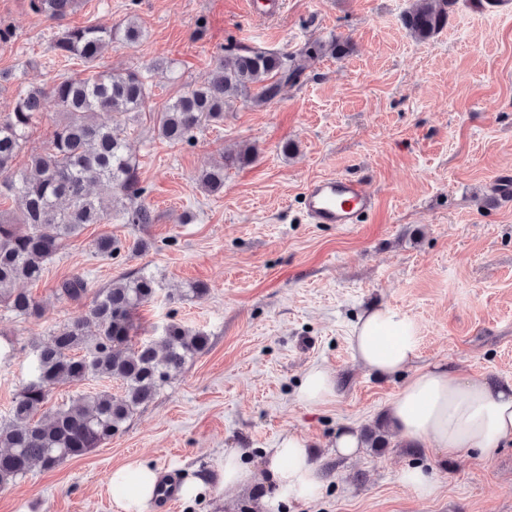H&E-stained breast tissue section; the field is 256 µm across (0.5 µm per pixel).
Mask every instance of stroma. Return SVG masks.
<instances>
[{"mask_svg": "<svg viewBox=\"0 0 512 512\" xmlns=\"http://www.w3.org/2000/svg\"><path fill=\"white\" fill-rule=\"evenodd\" d=\"M249 15L245 0H82L64 24L34 14L29 0H0V71L34 87L82 67L58 62L50 45L61 26L113 27L133 21L135 43L113 45L101 68L146 72L150 109L129 129L139 162L141 203L152 224L120 213L87 226L49 262L29 290L43 314L22 319L0 307V418L30 375L33 344L81 315L91 294L123 275L147 273L155 299L137 315L138 336L176 322L207 333V350L185 363L123 433L47 471L33 467L0 490V512H115L113 470L139 459L180 481L203 479L196 500L174 512H512V445L495 461L455 456L424 441L362 449L336 459L339 430L387 417L405 375L380 377L353 356L351 331L387 305L412 323L416 367L445 362L465 376L512 382V206H494L493 179L512 172V11L456 0L445 28L415 41L403 25L411 0H280ZM349 39L342 58L306 61L302 80L257 107L241 100L190 144L158 134L156 114L211 75L230 48L298 54ZM169 71L153 69L157 60ZM290 152H283L284 143ZM253 148L244 167L224 165V188L197 177L227 153ZM346 175L376 198L361 223L311 224L301 210L307 181ZM112 235L120 250L96 254ZM79 276L89 295L56 293ZM203 285V298L188 296ZM337 378V394L309 407L297 399L310 367ZM303 436L325 484L312 501H279L265 451L288 432ZM254 477L220 484L227 450ZM419 466L437 491L403 485Z\"/></svg>", "mask_w": 512, "mask_h": 512, "instance_id": "obj_1", "label": "stroma"}]
</instances>
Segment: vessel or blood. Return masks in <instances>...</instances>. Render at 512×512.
Segmentation results:
<instances>
[{"instance_id":"vessel-or-blood-1","label":"vessel or blood","mask_w":512,"mask_h":512,"mask_svg":"<svg viewBox=\"0 0 512 512\" xmlns=\"http://www.w3.org/2000/svg\"><path fill=\"white\" fill-rule=\"evenodd\" d=\"M304 213L312 224H355L361 215L373 210L375 200L360 181L345 176H330L308 181L302 192ZM179 486L160 479L156 503L159 512H171Z\"/></svg>"}]
</instances>
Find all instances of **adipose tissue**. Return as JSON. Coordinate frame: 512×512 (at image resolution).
Here are the masks:
<instances>
[{
	"label": "adipose tissue",
	"mask_w": 512,
	"mask_h": 512,
	"mask_svg": "<svg viewBox=\"0 0 512 512\" xmlns=\"http://www.w3.org/2000/svg\"><path fill=\"white\" fill-rule=\"evenodd\" d=\"M351 343L356 361L370 373L391 376L410 370L411 376L389 406V417L405 440L430 441L434 447L457 455L477 454L491 462L512 442V383L464 377L437 362L413 369L418 344L409 319L388 306L363 314L353 327ZM336 395V378L321 367L309 368L297 398L315 407ZM267 477L281 500L307 501L323 487V475L309 458L305 438L285 434L267 449ZM158 474L135 460L112 472L110 485L116 512H146Z\"/></svg>",
	"instance_id": "1"
}]
</instances>
